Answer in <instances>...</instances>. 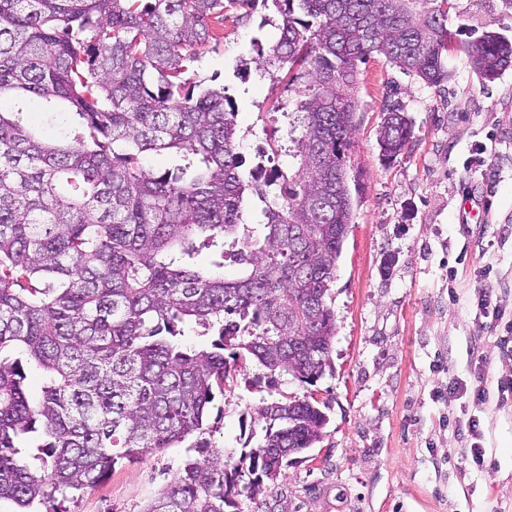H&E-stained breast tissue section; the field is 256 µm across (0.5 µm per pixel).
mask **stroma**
Returning <instances> with one entry per match:
<instances>
[{"label":"stroma","mask_w":512,"mask_h":512,"mask_svg":"<svg viewBox=\"0 0 512 512\" xmlns=\"http://www.w3.org/2000/svg\"><path fill=\"white\" fill-rule=\"evenodd\" d=\"M447 27L457 43L486 31L512 38V0H453ZM277 13L230 10L192 68L226 86L235 102L242 173L256 165L294 176L288 113L299 82L258 70L252 38L271 47ZM450 79L426 85L383 56L357 66L356 126L347 166L353 222L330 285L336 336L316 383L269 380L242 363L217 397L211 442L224 456L256 446L257 408L315 399L328 423L320 443L294 455L274 490L240 497L244 512H512V68L487 81L463 52L449 54ZM413 122L409 147L382 157L378 129L387 101ZM486 147L488 168L465 162ZM491 295L503 318L487 327L470 303ZM485 377L487 403L459 384ZM480 421L483 466L470 461L459 426ZM183 448L117 464L97 487L35 512H144L181 467Z\"/></svg>","instance_id":"obj_1"}]
</instances>
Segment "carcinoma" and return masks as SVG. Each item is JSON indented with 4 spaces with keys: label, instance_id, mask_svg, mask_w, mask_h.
<instances>
[{
    "label": "carcinoma",
    "instance_id": "cac0c4a2",
    "mask_svg": "<svg viewBox=\"0 0 512 512\" xmlns=\"http://www.w3.org/2000/svg\"><path fill=\"white\" fill-rule=\"evenodd\" d=\"M281 19L259 55L299 79L302 128L295 188L239 172L237 112L223 87L189 76L224 12L256 2ZM0 0V500L19 512L93 488L144 452L194 441L145 512H241L266 492L290 449L319 443L327 416L308 400L257 409L262 442L215 457L207 424L215 392L248 357L270 377L313 384L336 335L330 283L353 219L346 183L358 108L357 63L374 54L439 87L452 35L444 0ZM492 80L512 41L486 32L464 46ZM74 116L61 136L25 125L22 101ZM413 123L383 108L382 156L407 149ZM183 164L156 175L147 152ZM262 204L261 232L243 223ZM219 248L240 275L205 274ZM183 324L214 339L181 340ZM44 372L41 396L25 366Z\"/></svg>",
    "mask_w": 512,
    "mask_h": 512
}]
</instances>
